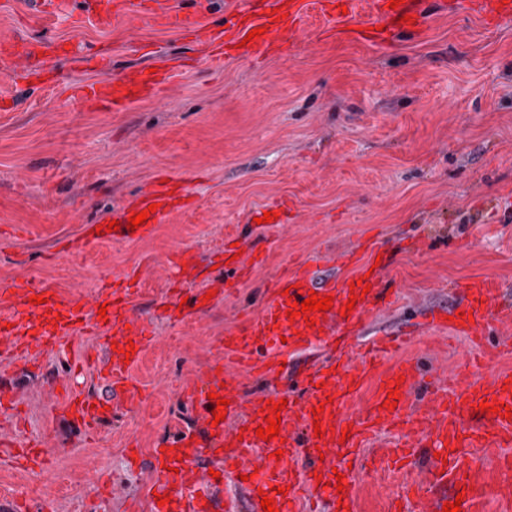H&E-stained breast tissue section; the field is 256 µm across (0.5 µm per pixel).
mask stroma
Masks as SVG:
<instances>
[{"mask_svg":"<svg viewBox=\"0 0 512 512\" xmlns=\"http://www.w3.org/2000/svg\"><path fill=\"white\" fill-rule=\"evenodd\" d=\"M32 0H0V40L48 34L105 52L112 75L159 60L178 75L158 100L119 112L79 110L70 87L99 73L62 57L64 87L0 80V276L22 268L64 292H92L102 276L137 266L135 311L163 336L132 375L147 398L120 410L95 434L69 423L52 389L74 353H97L84 335L68 350L0 367L18 419L16 436L46 441L31 471L0 463V512H147L151 450L192 417L181 387L206 376L218 343L242 312H258L286 262L339 253L371 239L397 254L385 278L398 292L369 333L395 332L455 304V284L483 275L503 284L497 304L512 309V23L435 15L418 35L384 42L331 34L332 18L310 12L294 50L251 61L225 54L207 65L206 42L124 15L110 28L65 12L31 20ZM161 173L185 179L195 204L149 238L92 245L78 238L145 190ZM293 201L279 231L257 216ZM236 233L243 260L261 266L227 296L174 324L154 316L178 273L176 250L196 253L195 287L224 277L222 243ZM422 373L454 371L472 351L460 336H421L408 352ZM95 457V468L85 464ZM401 475L359 469L354 512H394Z\"/></svg>","mask_w":512,"mask_h":512,"instance_id":"1","label":"stroma"}]
</instances>
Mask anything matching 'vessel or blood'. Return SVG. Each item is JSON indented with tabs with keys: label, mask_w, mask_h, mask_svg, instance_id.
Here are the masks:
<instances>
[{
	"label": "vessel or blood",
	"mask_w": 512,
	"mask_h": 512,
	"mask_svg": "<svg viewBox=\"0 0 512 512\" xmlns=\"http://www.w3.org/2000/svg\"><path fill=\"white\" fill-rule=\"evenodd\" d=\"M347 34L377 38L382 25L402 33L417 34L431 13L460 10L486 17L495 24L512 21V0H404L392 10L389 0H341ZM78 7L80 16L106 28L114 17L135 13L146 21L179 32H193L200 26L199 12L168 7L167 0H41L44 16ZM309 13L307 0H265L261 14L239 18L226 28L212 30L216 43L208 61L211 67L224 65L223 42L239 45L240 56L260 59L276 48L294 47V38ZM410 22H401V15ZM262 35L247 41L253 30ZM39 56L54 62L55 40L14 39L0 43V74L7 77L28 72L30 58ZM82 63L103 72V79L73 88L71 98L79 107L128 106L145 99H159L174 74L173 67L151 73L139 69L108 77V59L90 52ZM186 185L175 178L154 180L151 188L116 213L117 231L91 235L96 244L132 242L149 236L155 225L173 212L191 206ZM155 206L143 226L127 230L133 214ZM334 263L351 267L343 278L324 279L318 272ZM393 265L392 255H377L374 244L361 243L357 250L329 257L320 253L290 262L277 277L260 311L225 336L222 350L212 359L204 388L187 385L186 400L197 409L195 427L181 430L155 448L156 462L152 492L168 497V504L152 505V512H239L237 500L218 494L217 470L245 475L243 484L252 512H263L261 496H273L278 512H296L302 494L338 502L341 497L333 480L349 475L359 463L360 452L379 430L390 429L400 440L386 456L394 472L408 473L420 468L421 481L409 487L414 496L413 512H442V502L433 500V490L443 483L460 487L461 512H475L485 497L480 470L468 456L469 449L494 451L512 447V418L500 414H478L480 403H501L512 408V373L497 371L493 362L512 352V336H497L494 322L512 321V312L501 313L496 305L499 281L491 275L459 284L464 299L463 314L447 320L444 313H430L427 329L445 328L458 336L474 337L483 350L482 360H468L450 374L422 375L408 358L386 371L379 361L404 350L415 340L404 331L373 337L359 344L358 336L372 324L378 313L390 308L395 293L384 278ZM369 285L367 294L351 295L355 282ZM139 277L136 270L113 276L93 293L62 292L52 285L16 272L0 278V361L23 354L51 351L73 336L90 332L103 337L104 356L98 364L110 388L109 398L92 400L65 397L63 413L69 422L92 429L113 405L140 408L144 398L131 377L142 353L158 344L149 321L135 314ZM332 296L331 310L312 312L310 319L290 317L293 303L307 299L310 292ZM42 304H32V297ZM353 310H346L348 299ZM107 306L105 317L88 318L91 310ZM257 372L278 380L261 398H246L242 372ZM379 379L377 398L358 406L354 399L370 375ZM397 391L396 407L386 406L390 391ZM228 399L225 419L214 422L216 397ZM284 402L281 411L273 405ZM280 415L278 438L264 441L256 434L258 425ZM436 459H429V452Z\"/></svg>",
	"instance_id": "vessel-or-blood-1"
}]
</instances>
